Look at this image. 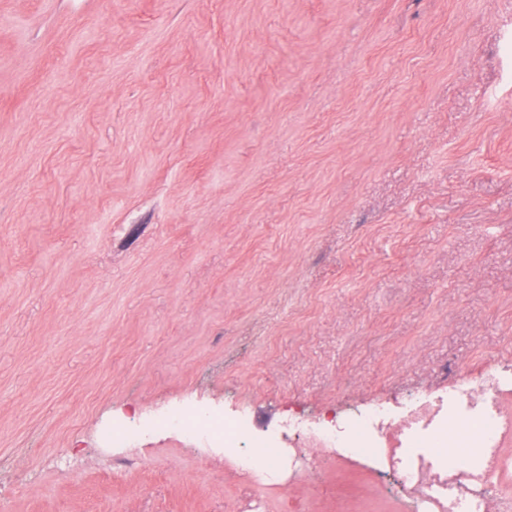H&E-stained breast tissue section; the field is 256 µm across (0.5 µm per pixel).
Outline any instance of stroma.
<instances>
[{
  "mask_svg": "<svg viewBox=\"0 0 512 512\" xmlns=\"http://www.w3.org/2000/svg\"><path fill=\"white\" fill-rule=\"evenodd\" d=\"M489 357L512 0H0V512H243L173 414L257 438ZM316 470L260 512L404 510Z\"/></svg>",
  "mask_w": 512,
  "mask_h": 512,
  "instance_id": "obj_1",
  "label": "stroma"
}]
</instances>
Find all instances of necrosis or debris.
<instances>
[{"mask_svg":"<svg viewBox=\"0 0 512 512\" xmlns=\"http://www.w3.org/2000/svg\"><path fill=\"white\" fill-rule=\"evenodd\" d=\"M509 400L512 391L499 385L489 359L477 375L455 370L451 392L433 406L418 402L400 416L376 406L334 417L327 424L301 415L289 421L288 432L314 452L340 461H364L394 474L402 489H418L412 512H490L492 477L512 472L501 453L504 439L512 435V411L505 407ZM451 429L457 432L456 454L439 450ZM251 433L252 422L243 414L207 439L217 447L235 449V467L252 479L257 492L266 490L274 467L283 462L290 479L310 477L308 455L284 452L274 437L251 440V450H241Z\"/></svg>","mask_w":512,"mask_h":512,"instance_id":"obj_1","label":"necrosis or debris"}]
</instances>
